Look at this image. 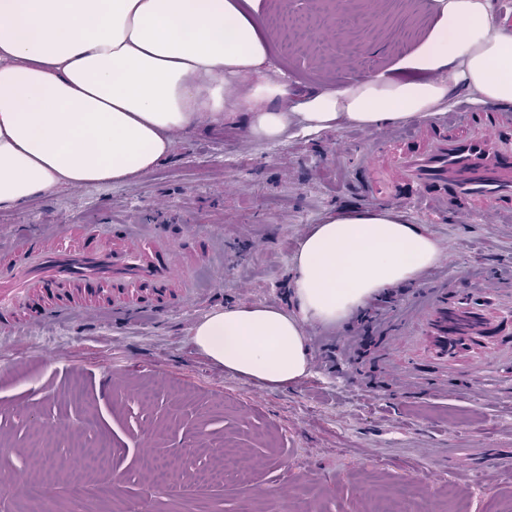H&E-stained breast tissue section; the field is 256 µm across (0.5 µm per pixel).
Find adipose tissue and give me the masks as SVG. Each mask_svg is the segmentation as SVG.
<instances>
[{"label": "adipose tissue", "mask_w": 512, "mask_h": 512, "mask_svg": "<svg viewBox=\"0 0 512 512\" xmlns=\"http://www.w3.org/2000/svg\"><path fill=\"white\" fill-rule=\"evenodd\" d=\"M263 0H0V209L61 186L151 174L176 134L241 114L251 136L427 117L456 84L512 105V33L489 0H433L427 37L396 64L291 98L264 73ZM436 242L394 208L343 209L294 257L293 312L228 306L195 324V346L270 388L309 368L304 327L333 326L379 291L417 281Z\"/></svg>", "instance_id": "obj_1"}]
</instances>
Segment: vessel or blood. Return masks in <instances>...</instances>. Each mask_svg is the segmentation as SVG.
<instances>
[{"instance_id": "1", "label": "vessel or blood", "mask_w": 512, "mask_h": 512, "mask_svg": "<svg viewBox=\"0 0 512 512\" xmlns=\"http://www.w3.org/2000/svg\"><path fill=\"white\" fill-rule=\"evenodd\" d=\"M457 118L452 112L418 122L394 151L366 150L361 192L401 199L433 217L452 209L469 219L491 209L511 223L512 112L468 118L461 137L448 133ZM48 239L45 233L17 238L13 260L0 261V318L24 314L38 300L46 317L82 316L101 301L120 317L194 292L196 266L184 259L176 225L116 224L107 234L82 224L63 244ZM503 279L499 288H464L449 273L429 287L407 307L389 372L409 386L430 375L444 390L450 372L467 373L487 360L512 362V272Z\"/></svg>"}]
</instances>
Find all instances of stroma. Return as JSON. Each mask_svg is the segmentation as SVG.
<instances>
[{
  "label": "stroma",
  "mask_w": 512,
  "mask_h": 512,
  "mask_svg": "<svg viewBox=\"0 0 512 512\" xmlns=\"http://www.w3.org/2000/svg\"><path fill=\"white\" fill-rule=\"evenodd\" d=\"M432 0H288L312 18L289 45L266 0V75L295 95L348 85L387 68L427 35ZM293 130L277 142L251 137L235 115L179 134L153 173L127 185L62 187L21 209H0V258L23 232L77 224H178L205 240L200 288L164 313H106L55 322L0 323V512H512V365L489 382L448 377L393 389L398 307L441 271L462 284L497 283L512 266V223L405 211L441 250L419 282L377 295L362 317L304 328L307 375L280 389L228 374L194 345L192 328L227 305L291 310L293 260L312 225L345 208H381L359 193L364 150L409 131ZM110 437L118 502L72 501L69 482L89 477L97 434ZM500 460L487 475L485 458ZM221 461L227 480L205 497L197 475ZM49 481L50 507L28 501Z\"/></svg>",
  "instance_id": "obj_1"
}]
</instances>
